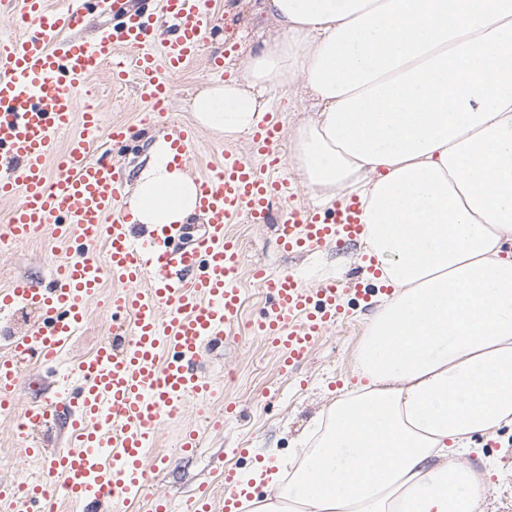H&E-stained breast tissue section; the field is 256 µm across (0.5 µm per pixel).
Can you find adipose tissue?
Segmentation results:
<instances>
[{
	"mask_svg": "<svg viewBox=\"0 0 512 512\" xmlns=\"http://www.w3.org/2000/svg\"><path fill=\"white\" fill-rule=\"evenodd\" d=\"M282 36L191 101L197 125L252 131L298 74L318 102L291 158L320 204L364 205L392 286L278 502L251 512H475L472 438L512 426V0H265ZM195 184L156 136L130 198L186 224Z\"/></svg>",
	"mask_w": 512,
	"mask_h": 512,
	"instance_id": "adipose-tissue-1",
	"label": "adipose tissue"
}]
</instances>
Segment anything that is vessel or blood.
Returning <instances> with one entry per match:
<instances>
[{"label":"vessel or blood","instance_id":"obj_1","mask_svg":"<svg viewBox=\"0 0 512 512\" xmlns=\"http://www.w3.org/2000/svg\"><path fill=\"white\" fill-rule=\"evenodd\" d=\"M161 2L157 15L139 0H112L111 30L87 43L74 36L82 23L78 0L54 6L47 0H0V18L21 30L0 43V200L18 201L0 225V241L23 244L49 225L76 252L55 266L47 285L0 289L1 314L20 305L36 314L24 332L0 345V408L10 407L24 363L59 359L83 325L89 302L100 296L103 274L125 287L109 303L110 340L71 367L75 388L24 409L22 454L47 459L48 465L24 482L1 481L0 512H47L58 483L86 512H115L141 494L159 424L185 397L212 396L196 364L204 345L223 339L241 307L233 285L241 251L226 227L242 218L268 223L271 201L290 188L281 176L278 124L270 118L251 134L262 167L225 150L217 165L195 177L196 210L206 219L199 236L175 252L168 242L178 225L158 224L145 236L135 235L123 172L91 156L99 114L82 99L94 68L109 62L116 82L134 80L152 102L153 120L165 118L172 77L205 52L217 18L206 0ZM163 17L171 20V33L157 42L153 33ZM65 131L70 137L62 145L58 137ZM165 139L173 164L188 165L193 129L170 128ZM361 214L360 201L351 195L323 214L295 208L277 225V241L288 251L351 243L364 234ZM100 243L106 246L101 257L94 251ZM364 270L366 282L346 277L316 288L290 272L255 271L271 310L252 330L281 354L284 369L336 327L347 296L372 300L382 271L372 257L365 258ZM61 420L66 446L46 453L33 434ZM240 497L229 479L218 502L204 491L186 500L185 512H242Z\"/></svg>","mask_w":512,"mask_h":512}]
</instances>
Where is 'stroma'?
I'll list each match as a JSON object with an SVG mask.
<instances>
[{"mask_svg": "<svg viewBox=\"0 0 512 512\" xmlns=\"http://www.w3.org/2000/svg\"><path fill=\"white\" fill-rule=\"evenodd\" d=\"M220 23L207 35L206 54L191 63L175 80L168 103L169 121L179 126L193 125L189 109L196 91L214 80L212 68L216 58H223L225 78L239 75L247 58L264 42L278 37L273 18L263 0H213ZM88 88L100 113L102 136L94 144L93 157L105 158L120 165L127 186H134L140 171L139 162L155 134H164L163 126L144 121L152 104L131 83L112 81L111 66H101L88 79ZM268 112L280 125V149L289 153L293 131L314 118L315 101L299 76L272 87L264 97ZM125 124L131 135L115 145L105 131L113 124ZM232 148L254 166L263 159L253 153L249 135L226 139L205 129H198L186 172L197 177L207 173L221 156ZM242 251L237 286L241 290L242 308L235 330L227 332L222 343L205 346L198 365L199 373L214 388L205 401L188 397L176 417L165 419L157 430L152 456L161 460L158 473L147 484L143 497L123 505L121 512H148L152 496L167 498L175 512H180L187 497L200 488L212 495L224 490L225 473L242 480L258 469L266 454H273L285 466H292L300 454L302 442L312 434L319 417L327 411L340 392L354 384V362L361 347L364 326L375 313L376 304L362 305L350 301L347 318L314 344L300 363L296 375L282 372L277 355L246 325L266 307V296L252 276L254 267L272 271H291L310 288L326 280L359 274L365 248L361 245L328 243L313 253H290L280 248L274 224L239 222L229 227ZM68 249L50 233H41L20 244H0V289L18 281L35 283L47 277L57 262L68 258ZM114 285L103 284V303H89L82 331L63 353L70 363L91 354L101 324L109 323L106 304ZM234 402L241 410L237 420L213 430L204 423L205 416L223 415L225 402ZM194 427L203 432V445L196 454L179 451L182 431ZM476 452L463 456V463L483 472L488 491L482 512H512V430L500 429L475 440Z\"/></svg>", "mask_w": 512, "mask_h": 512, "instance_id": "obj_1", "label": "stroma"}]
</instances>
